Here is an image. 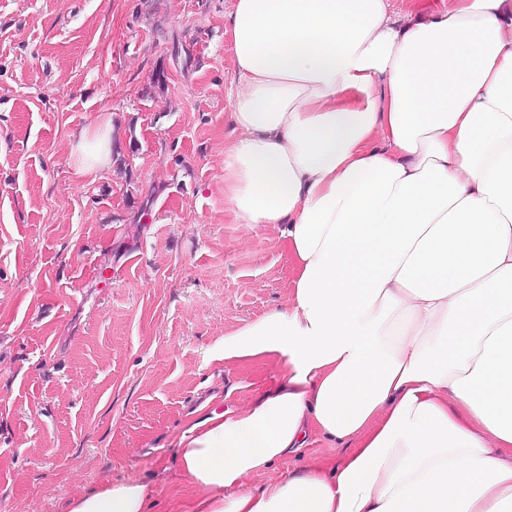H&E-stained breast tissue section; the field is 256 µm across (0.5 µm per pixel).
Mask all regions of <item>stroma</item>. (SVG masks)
<instances>
[{
	"instance_id": "stroma-1",
	"label": "stroma",
	"mask_w": 512,
	"mask_h": 512,
	"mask_svg": "<svg viewBox=\"0 0 512 512\" xmlns=\"http://www.w3.org/2000/svg\"><path fill=\"white\" fill-rule=\"evenodd\" d=\"M231 7L0 0V512L129 478L175 512L184 422L278 384L277 363L220 357L293 279L278 232L224 210ZM107 118L117 159L76 176L75 133ZM345 452L316 438L250 483Z\"/></svg>"
}]
</instances>
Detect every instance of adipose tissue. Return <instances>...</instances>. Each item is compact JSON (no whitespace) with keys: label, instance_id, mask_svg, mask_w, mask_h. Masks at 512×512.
<instances>
[{"label":"adipose tissue","instance_id":"obj_1","mask_svg":"<svg viewBox=\"0 0 512 512\" xmlns=\"http://www.w3.org/2000/svg\"><path fill=\"white\" fill-rule=\"evenodd\" d=\"M224 206L271 224L287 304L222 356L277 388L212 409L176 456L191 512H512V0L398 24L389 0H233ZM117 127L80 130L76 172ZM314 434L333 466L249 479ZM135 479L68 512H150Z\"/></svg>","mask_w":512,"mask_h":512}]
</instances>
